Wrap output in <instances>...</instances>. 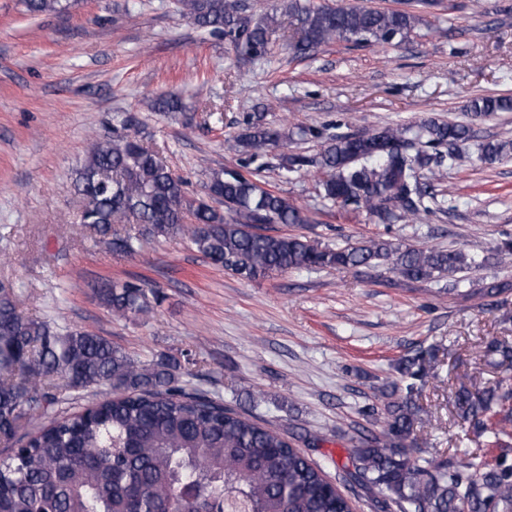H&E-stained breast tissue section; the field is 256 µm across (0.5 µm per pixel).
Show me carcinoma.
<instances>
[{"instance_id": "carcinoma-1", "label": "carcinoma", "mask_w": 512, "mask_h": 512, "mask_svg": "<svg viewBox=\"0 0 512 512\" xmlns=\"http://www.w3.org/2000/svg\"><path fill=\"white\" fill-rule=\"evenodd\" d=\"M33 14L62 12L72 0H25ZM196 26L220 33L241 60L269 52L277 15L252 19L241 0H179ZM295 30L290 49L309 57L323 45L403 44L415 29L410 10L380 9L338 0H288ZM472 118L512 112L511 96H482ZM124 117L112 137L92 147L75 182L83 224L132 256L140 238L112 232L114 224H141L152 236L181 235L212 263L247 280L301 268L387 264L409 280L468 269L462 250L401 248L380 239L343 248L321 247L298 236L273 235L266 224H305L307 217L281 194L239 170L211 173L217 198L190 199L184 182L129 133ZM471 128L427 118L331 137L314 158L284 156L282 169L316 165L327 176L321 197L333 205L364 208L383 224L414 223L436 200L432 166L466 161L460 145ZM307 130L246 120L238 144L249 160L286 147ZM447 148L435 157L430 149ZM507 142L483 144L493 163ZM118 318L143 315L158 301L144 281H108L96 290ZM486 355L512 368V343L492 339ZM433 356L419 351L398 364L400 380L386 393L383 430L363 435L349 459L354 476L397 512H512V465L501 461L475 474L450 470L414 437L419 389ZM107 386L111 397L71 412L62 404L76 393ZM456 406L486 444L512 437V393L471 379ZM0 512H224L226 500L248 512H352L305 454L279 432L197 389L180 384L167 359L146 363L108 339L77 327L64 331L23 315L15 292L0 286Z\"/></svg>"}]
</instances>
